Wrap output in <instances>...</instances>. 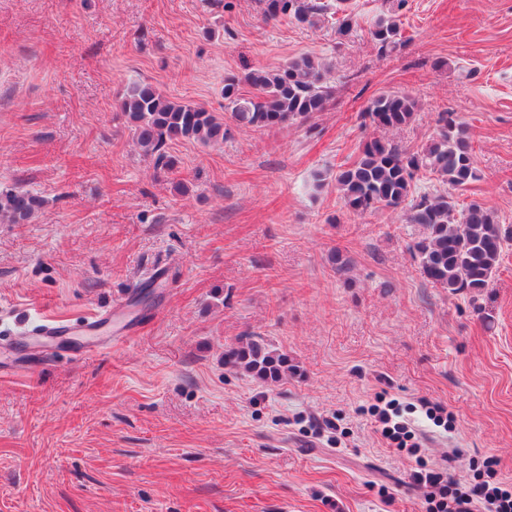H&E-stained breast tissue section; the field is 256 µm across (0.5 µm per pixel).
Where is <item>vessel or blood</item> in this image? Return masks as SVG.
<instances>
[{
    "mask_svg": "<svg viewBox=\"0 0 512 512\" xmlns=\"http://www.w3.org/2000/svg\"><path fill=\"white\" fill-rule=\"evenodd\" d=\"M118 306H110L107 311L98 312L75 319H59L50 316L42 317L39 322L25 334V338L31 347L49 352L55 342L63 336L73 335L84 337L79 355L90 358L100 355L104 349L117 348L124 340V335L118 334L111 340H103L100 336L102 324L112 315L117 314Z\"/></svg>",
    "mask_w": 512,
    "mask_h": 512,
    "instance_id": "1",
    "label": "vessel or blood"
}]
</instances>
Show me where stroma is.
Instances as JSON below:
<instances>
[{
	"mask_svg": "<svg viewBox=\"0 0 512 512\" xmlns=\"http://www.w3.org/2000/svg\"><path fill=\"white\" fill-rule=\"evenodd\" d=\"M265 3L0 0V190L44 201L0 220V512H422L418 463L462 479L491 454L512 480V245L478 300L452 295L420 272L421 225L336 189L378 134L366 106L405 93L391 139L419 149L456 113L480 170L466 197L512 225V0H405L387 53L369 34L386 0H349L345 37ZM305 54L328 68V110L236 125L225 77ZM135 82L214 112L224 141H174L177 170L155 169L118 109ZM157 271L124 346L26 347L40 316L91 314ZM244 336L297 374L225 366ZM382 391L444 402L455 432L417 413L422 461L383 447L360 412Z\"/></svg>",
	"mask_w": 512,
	"mask_h": 512,
	"instance_id": "1",
	"label": "stroma"
}]
</instances>
